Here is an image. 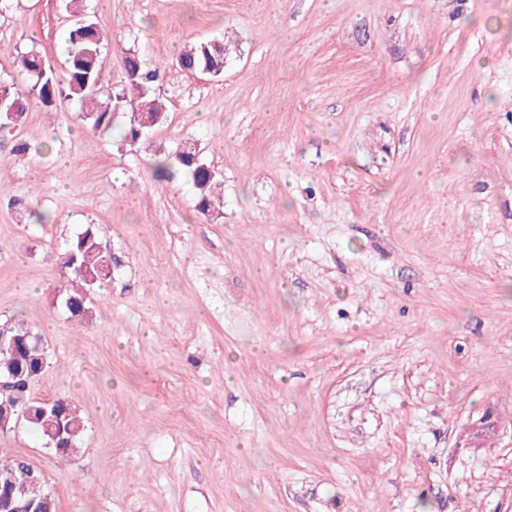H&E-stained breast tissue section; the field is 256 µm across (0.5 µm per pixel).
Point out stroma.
<instances>
[{
    "label": "stroma",
    "mask_w": 512,
    "mask_h": 512,
    "mask_svg": "<svg viewBox=\"0 0 512 512\" xmlns=\"http://www.w3.org/2000/svg\"><path fill=\"white\" fill-rule=\"evenodd\" d=\"M158 73L152 140L188 173L29 100L0 130V324L81 409L62 461L25 422L0 452L57 512H512V0H85ZM65 0H0V80L64 76ZM224 42V73L176 58ZM28 155L13 150L19 141ZM49 222H36L38 213ZM98 225L112 278L71 319L65 245ZM153 163L158 177L164 180H171L175 177L180 169H185L190 172L193 182L197 189V198L195 203L196 210L203 216H207L214 208L217 197L214 194V178L213 171L205 165L201 166V170L196 171L199 165L204 164L199 160V163L190 165V159L184 160L177 153L174 157L166 154L162 147L155 148L153 152Z\"/></svg>",
    "instance_id": "35a3bbf8"
}]
</instances>
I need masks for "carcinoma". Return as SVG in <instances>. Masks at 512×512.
Segmentation results:
<instances>
[{
    "label": "carcinoma",
    "mask_w": 512,
    "mask_h": 512,
    "mask_svg": "<svg viewBox=\"0 0 512 512\" xmlns=\"http://www.w3.org/2000/svg\"><path fill=\"white\" fill-rule=\"evenodd\" d=\"M90 29L84 33L72 27L64 42V52L68 58V72L63 79L49 72L43 78L37 70L42 57L33 51L20 55L16 60L19 72L26 82L18 86L15 82H0V121L9 122L7 112L10 108L18 109L25 115L27 99L35 98L43 106L50 108L63 98H77L85 110L79 114L80 120L93 130L111 128L116 114L137 109L144 118L154 125L165 119L166 108L156 96L153 82L156 75L142 69L136 54L128 51L125 56L126 84L118 89L102 91V86L91 90L86 83H94L101 79L100 46L104 40L105 30L93 20H88ZM178 66L197 74L205 68L212 70V76L218 77L224 71V42L213 46L209 41H199L188 47L177 59ZM153 163L158 177L171 180L179 170L190 172L197 189L196 210L203 216L208 215L216 204L214 179L208 173L198 170V164L190 163L180 155L170 156L162 147L155 148ZM112 264L110 248L103 242L99 228L88 225L66 247L63 253V265L72 274L79 287L63 289L62 303L71 318L85 321L89 317L87 297L84 293L102 284V281L87 282L80 275L81 269L93 273ZM49 354L42 339L31 338L25 351L16 353L8 347L0 348V378L24 372V382L16 386L10 397H0V418L10 417L16 421L24 416V412L38 405L30 396L31 386L39 379L38 368L46 361ZM67 423L71 430V447L59 453L62 460L76 455L80 450V441L84 431V422L78 408L69 400L65 401ZM26 483V497L40 505L41 512H57L54 497L42 490V476L32 472V468L18 460L0 462V491L7 483Z\"/></svg>",
    "instance_id": "1"
}]
</instances>
